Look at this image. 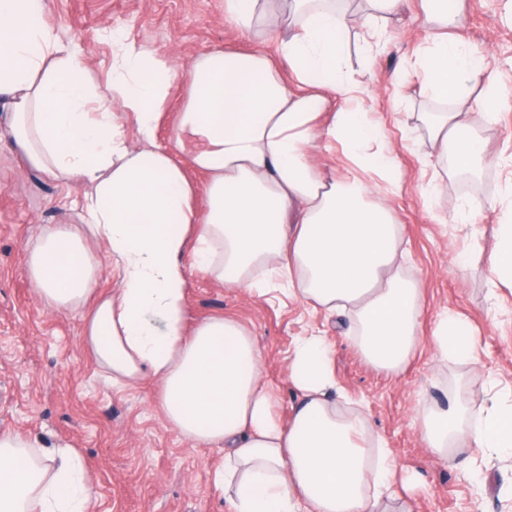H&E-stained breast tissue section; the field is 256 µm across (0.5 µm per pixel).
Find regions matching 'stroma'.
Masks as SVG:
<instances>
[{"label": "stroma", "instance_id": "1", "mask_svg": "<svg viewBox=\"0 0 512 512\" xmlns=\"http://www.w3.org/2000/svg\"><path fill=\"white\" fill-rule=\"evenodd\" d=\"M46 20L58 37L83 53L101 92L111 91L112 33L145 45L164 62L189 66L224 50L264 48L251 33L224 20V0H45ZM459 13L449 36L472 56L486 59V77L512 91V0H448ZM382 48L364 50L362 29H353L346 68L364 83L363 107L396 149L402 180L391 206L404 230L405 269L424 303V328L442 311L459 315L478 338L476 361L442 359L424 343L399 376L372 367L347 337L345 318L286 295L262 296L227 288L213 276L189 269L186 299L190 323L213 317L242 322L264 358L266 379L277 386L278 413L289 423L297 395L288 384V362L299 340L322 335L334 344L339 387L391 450L412 512H512V457L493 458L472 469L477 451L459 433L454 457L443 460L414 422L419 403L447 404L461 397L477 414L487 393L512 383V288H494L489 256L494 227L512 221V108L487 119L484 87L461 102L472 113L492 165L470 176L442 167L449 205H470V226L442 223L423 187L432 175L422 113L434 104L417 78L402 84L395 72L421 69L439 32L429 25L421 0H405L380 21ZM0 112V432L44 449H77L94 475L95 512H225L224 492L213 472L224 461L220 446L192 448L169 427L154 382L134 390L113 389L112 380L84 350L80 316L62 315L36 295L26 271L25 247L44 226L77 224L85 191L28 169L6 135ZM472 259L454 265L459 251Z\"/></svg>", "mask_w": 512, "mask_h": 512}]
</instances>
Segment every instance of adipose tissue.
Instances as JSON below:
<instances>
[{
    "label": "adipose tissue",
    "instance_id": "adipose-tissue-1",
    "mask_svg": "<svg viewBox=\"0 0 512 512\" xmlns=\"http://www.w3.org/2000/svg\"><path fill=\"white\" fill-rule=\"evenodd\" d=\"M232 26L278 42L293 84L261 51L213 53L188 67L146 47L114 39L112 94L88 79L81 52L45 19V0H0V111L28 165L86 184L83 221L52 224L27 243V272L42 302L79 313L95 299L82 342L113 384L144 378L159 385L172 430L191 447L220 445L214 482L230 512H381L395 468L364 415L340 407L334 345L308 336L295 347L288 378L299 394L289 425L276 416L278 394L262 377V353L238 321L189 325V266L225 285L289 295L346 313L353 342L375 369L398 374L431 339L441 357L473 360L470 327L443 314L424 336L423 303L403 269V228L387 196L400 178L394 147L357 103L362 86L344 69L351 15L330 0H224ZM485 69L459 41L429 49L425 92L464 98ZM188 88L177 136L198 142L187 163L154 142L175 89ZM332 113L329 125L318 122ZM135 117L142 146L127 138ZM428 140L457 168L486 163L469 113L425 120ZM323 138L341 144L334 176L314 164ZM208 176L198 191L187 168ZM101 244L119 286L98 293ZM417 416L430 448L447 456L461 423L481 457L512 455V384L485 400L478 418L459 403L425 406ZM28 446L0 433V512H93L90 465L74 448L27 458Z\"/></svg>",
    "mask_w": 512,
    "mask_h": 512
}]
</instances>
